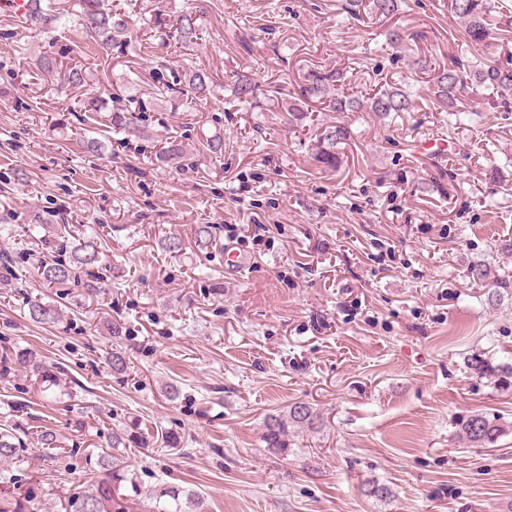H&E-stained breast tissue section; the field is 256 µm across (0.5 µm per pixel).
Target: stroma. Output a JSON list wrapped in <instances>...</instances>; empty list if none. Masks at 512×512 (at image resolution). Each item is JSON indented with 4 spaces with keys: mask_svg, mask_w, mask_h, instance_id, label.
I'll return each mask as SVG.
<instances>
[{
    "mask_svg": "<svg viewBox=\"0 0 512 512\" xmlns=\"http://www.w3.org/2000/svg\"><path fill=\"white\" fill-rule=\"evenodd\" d=\"M133 41L121 53L85 50L80 8L34 28L0 9V352L27 349L62 365L55 397L30 370L0 371V426L56 431L60 445L24 437L0 477L33 490L38 512H63L97 477L98 443L137 423L148 445L125 459L142 491L193 489L210 512H512V387L471 370L478 352L512 364V288L467 276L480 262L512 278V112L492 93H465L464 113L377 117L319 108L292 125L281 101L313 67L342 71L357 94L395 82L425 94L430 75L394 63L388 26L421 28L433 62L461 48L449 0H406L391 25L352 19L343 0H109ZM193 13L199 44H175L156 17ZM83 53H76V46ZM57 59L58 73L39 66ZM377 68L368 79L355 61ZM79 68L82 86L60 71ZM202 69L206 98L159 94ZM255 78V107L234 112L233 74ZM141 102V138L77 124L89 99ZM346 125L341 165L312 160L325 127ZM218 136L221 156L191 168L156 155ZM475 143L436 165L425 139ZM211 224L208 247L195 228ZM94 234L111 268L101 292L45 287L35 270L63 227ZM169 236L179 253L163 250ZM235 241L246 264L224 265ZM41 296L61 314L29 321ZM126 329L115 338L108 327ZM120 347L126 374L107 357ZM177 388L169 399L167 386ZM307 402L318 432L294 430L270 454L264 419ZM498 418L501 435L476 448L460 420ZM177 441L168 448L166 439ZM392 490L366 496L365 482Z\"/></svg>",
    "mask_w": 512,
    "mask_h": 512,
    "instance_id": "obj_1",
    "label": "stroma"
}]
</instances>
